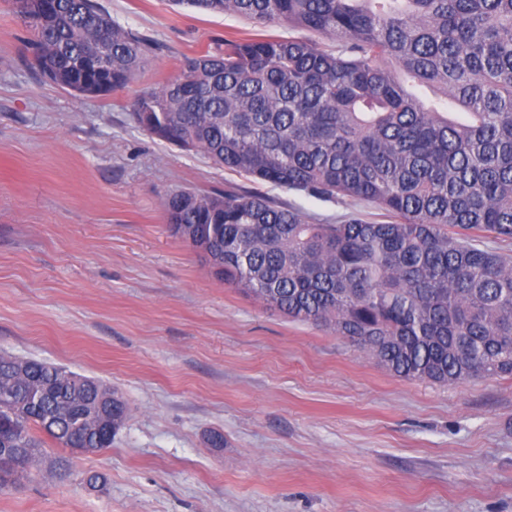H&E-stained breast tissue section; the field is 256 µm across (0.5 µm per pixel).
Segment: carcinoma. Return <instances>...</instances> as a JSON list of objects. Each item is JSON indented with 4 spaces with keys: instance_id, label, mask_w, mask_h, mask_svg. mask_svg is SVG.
Masks as SVG:
<instances>
[{
    "instance_id": "cac0c4a2",
    "label": "carcinoma",
    "mask_w": 512,
    "mask_h": 512,
    "mask_svg": "<svg viewBox=\"0 0 512 512\" xmlns=\"http://www.w3.org/2000/svg\"><path fill=\"white\" fill-rule=\"evenodd\" d=\"M47 81L107 97L141 72L149 41L96 0H11ZM306 36L224 39L133 101L156 134L247 180L373 203L390 221L309 224L260 191L165 199L173 234L206 237L217 273L265 305L345 338L405 379L512 376V0H173ZM110 68L89 66L102 35ZM110 386L0 354V492L42 458L110 448Z\"/></svg>"
}]
</instances>
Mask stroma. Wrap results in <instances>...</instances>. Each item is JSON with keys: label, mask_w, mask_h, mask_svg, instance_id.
Wrapping results in <instances>:
<instances>
[{"label": "stroma", "mask_w": 512, "mask_h": 512, "mask_svg": "<svg viewBox=\"0 0 512 512\" xmlns=\"http://www.w3.org/2000/svg\"><path fill=\"white\" fill-rule=\"evenodd\" d=\"M98 2L152 42L137 80L106 98L43 79L0 0V352L99 379L129 415L102 455L45 441L0 512H512V377L395 376L224 284L169 232V195L251 184L150 135L130 103L254 24ZM267 193L313 223L385 219L361 201Z\"/></svg>", "instance_id": "stroma-1"}]
</instances>
